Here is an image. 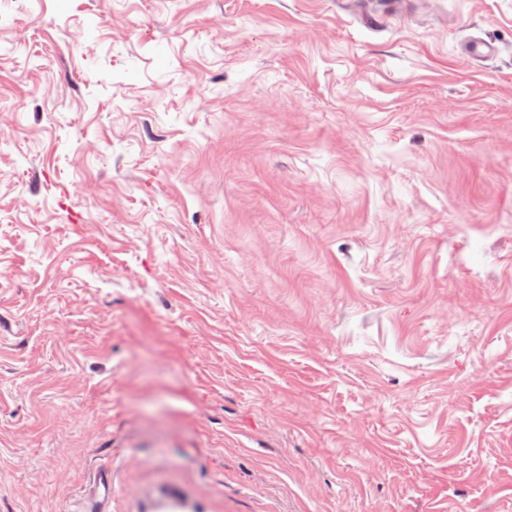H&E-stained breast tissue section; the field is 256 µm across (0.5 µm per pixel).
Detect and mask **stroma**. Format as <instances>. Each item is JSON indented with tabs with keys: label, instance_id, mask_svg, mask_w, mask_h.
I'll use <instances>...</instances> for the list:
<instances>
[{
	"label": "stroma",
	"instance_id": "obj_1",
	"mask_svg": "<svg viewBox=\"0 0 512 512\" xmlns=\"http://www.w3.org/2000/svg\"><path fill=\"white\" fill-rule=\"evenodd\" d=\"M96 469L512 512V0H0V512Z\"/></svg>",
	"mask_w": 512,
	"mask_h": 512
}]
</instances>
